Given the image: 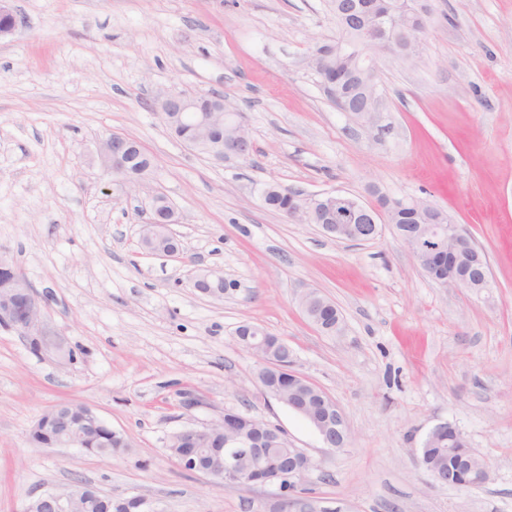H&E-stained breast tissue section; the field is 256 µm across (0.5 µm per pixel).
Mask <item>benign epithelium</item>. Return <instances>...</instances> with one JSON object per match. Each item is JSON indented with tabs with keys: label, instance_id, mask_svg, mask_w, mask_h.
Segmentation results:
<instances>
[{
	"label": "benign epithelium",
	"instance_id": "7a95c632",
	"mask_svg": "<svg viewBox=\"0 0 512 512\" xmlns=\"http://www.w3.org/2000/svg\"><path fill=\"white\" fill-rule=\"evenodd\" d=\"M337 15L345 29L353 36H341L336 40V53L350 55L356 63L353 77L370 90L377 87L374 62L381 54H393L404 61L419 58L423 54L421 34L425 28L423 16L399 0L381 4L377 0H336ZM19 27L17 15L10 0H0V39L12 36ZM308 64L321 78H326L329 64L326 55L313 49L307 57ZM213 105L207 110H198L196 97L180 92H166L159 100V109L165 123L183 121L185 113H195L193 128L197 141H202L217 127L225 130L224 139L217 142L211 157L224 161L228 157L245 160L250 156L252 141L245 125L232 117L224 95L211 93ZM141 151L140 144L126 136L110 134L100 139L98 154L104 171L113 175L116 184L128 185L126 174L131 156ZM294 202L285 217L301 219L317 225L324 234L338 241L366 242L380 234L381 225L391 223V212L399 208H411L421 214L423 224L414 231L394 229L397 239L406 246L417 260L420 268L439 285H454L480 295L491 288L490 266L487 257L477 246L474 238L443 212L421 198L398 199L385 206H366L347 193L336 192L323 196L334 206L330 215L315 210L310 199L293 194ZM176 223L173 207L154 199L147 222L141 225L140 239L152 235L156 228H169ZM47 295L38 293L26 277L7 258L0 256V326L24 336L37 347H43L44 308ZM239 345L254 354L259 361L258 380L261 388L272 393L264 385L268 372H284L297 387H315L306 376L292 369L277 358L268 347L266 332L253 326L242 325L236 330ZM277 400L303 416L318 432L323 444L329 449L341 448L348 437L344 417L335 400L325 392L319 393L322 413L316 414L305 406ZM240 421L225 416L217 425L224 428V447L204 453L203 435L210 425L187 427L179 432L178 450L172 454L181 468L199 472L220 480L227 485L242 484L272 486L277 489L276 502L271 512H333L349 509L339 500L323 501L295 495L300 483L312 469L311 458L300 448L288 446V453L281 466L266 463L269 448L276 443H286L284 432L261 420L254 427L242 431ZM448 437L450 451L458 456L461 469L474 477L475 482L489 479V468L484 460L468 447L464 435L455 426L442 422L428 434L427 440ZM246 450L253 466L249 470L239 467L241 450ZM82 492L81 486L63 491H47L30 500L23 512H58L71 510L73 499Z\"/></svg>",
	"mask_w": 512,
	"mask_h": 512
}]
</instances>
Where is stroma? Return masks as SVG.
Here are the masks:
<instances>
[{"label":"stroma","mask_w":512,"mask_h":512,"mask_svg":"<svg viewBox=\"0 0 512 512\" xmlns=\"http://www.w3.org/2000/svg\"><path fill=\"white\" fill-rule=\"evenodd\" d=\"M415 65L378 57L373 125L341 110L305 59L334 41L327 0H11L0 40V255L49 293L46 345L0 328V512L82 480L163 512H269L276 491L224 488L180 468L166 444L235 411L270 422L315 463L305 496L352 512H512V0H429ZM168 91L223 93L243 116L248 159L191 150L157 108ZM152 159L129 194L103 170L100 138ZM368 205L418 197L487 256L488 295L432 282L390 226L361 243L267 210L265 184ZM176 211L181 257L140 246L155 195ZM222 276L223 297L193 286ZM342 313L320 332L300 296ZM252 323L332 397L350 439L326 448L265 394L235 340ZM77 401L122 433L107 459L40 449L34 422ZM446 422L486 459L466 490L419 462Z\"/></svg>","instance_id":"obj_1"}]
</instances>
